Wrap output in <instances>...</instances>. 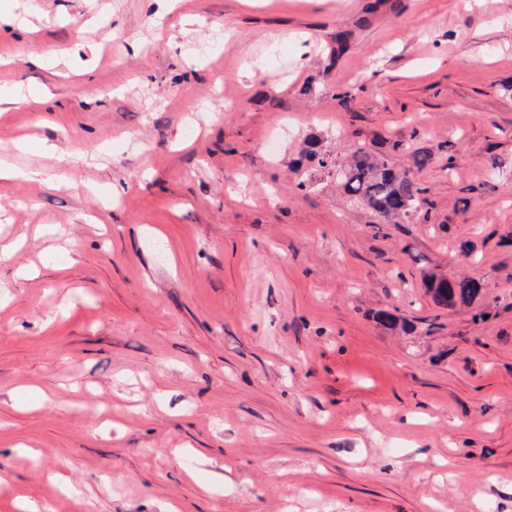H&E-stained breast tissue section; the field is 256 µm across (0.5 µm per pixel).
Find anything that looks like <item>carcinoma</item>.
<instances>
[{"instance_id":"carcinoma-1","label":"carcinoma","mask_w":512,"mask_h":512,"mask_svg":"<svg viewBox=\"0 0 512 512\" xmlns=\"http://www.w3.org/2000/svg\"><path fill=\"white\" fill-rule=\"evenodd\" d=\"M319 142L307 141L304 158L317 161L323 170L336 171V178L352 202L362 204L386 220L407 217L419 206L425 192L414 176L413 169L421 170L430 162V155L420 149L411 152L413 168L402 172L395 170L383 156L359 147L345 163H339L318 150ZM427 293L441 307L471 305L484 291V285L474 278L430 279L426 281Z\"/></svg>"}]
</instances>
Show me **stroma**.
<instances>
[{
  "label": "stroma",
  "instance_id": "stroma-1",
  "mask_svg": "<svg viewBox=\"0 0 512 512\" xmlns=\"http://www.w3.org/2000/svg\"><path fill=\"white\" fill-rule=\"evenodd\" d=\"M39 3L0 157L86 160L0 181V512H512V0ZM312 137L430 150L424 202ZM318 146L315 139L307 141L304 158L317 160L321 170H335L336 178L353 203L370 208L388 221L408 217L417 210L425 189L412 169L397 171L384 156L370 153L363 146L346 163L339 164L336 159L321 154ZM39 149L45 153L56 154L58 168L55 174H45L38 171H26L16 168L8 163L0 162V180L19 179V180H40L49 186H61L66 182V170L73 167L79 161V158L73 153L60 150L56 145L48 141H42ZM425 287L434 303L446 308L472 305L484 291V285L474 278H460L455 281L432 278L426 281Z\"/></svg>",
  "mask_w": 512,
  "mask_h": 512
}]
</instances>
